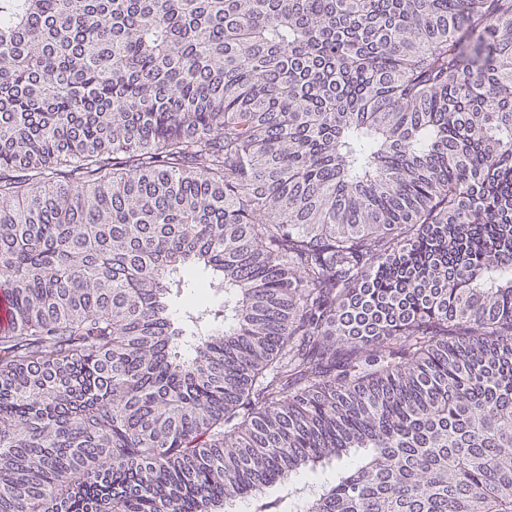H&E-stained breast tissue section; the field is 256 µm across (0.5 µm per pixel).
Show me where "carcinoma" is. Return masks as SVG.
Listing matches in <instances>:
<instances>
[{
  "instance_id": "carcinoma-1",
  "label": "carcinoma",
  "mask_w": 512,
  "mask_h": 512,
  "mask_svg": "<svg viewBox=\"0 0 512 512\" xmlns=\"http://www.w3.org/2000/svg\"><path fill=\"white\" fill-rule=\"evenodd\" d=\"M0 289V512H512V0H0Z\"/></svg>"
}]
</instances>
